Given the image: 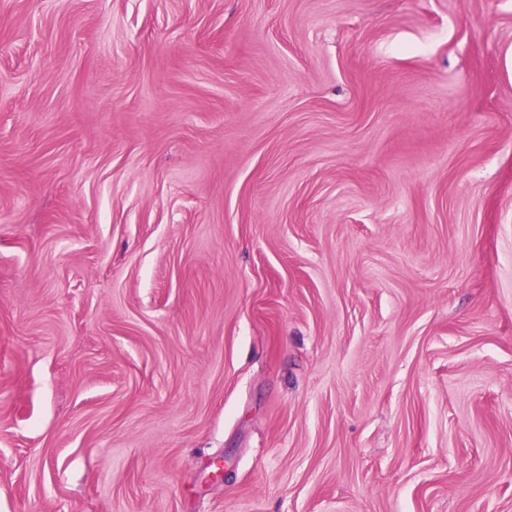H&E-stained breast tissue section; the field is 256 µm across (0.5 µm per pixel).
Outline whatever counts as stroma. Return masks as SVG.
<instances>
[{"label": "stroma", "mask_w": 512, "mask_h": 512, "mask_svg": "<svg viewBox=\"0 0 512 512\" xmlns=\"http://www.w3.org/2000/svg\"><path fill=\"white\" fill-rule=\"evenodd\" d=\"M0 512H512V0H0Z\"/></svg>", "instance_id": "35a3bbf8"}]
</instances>
